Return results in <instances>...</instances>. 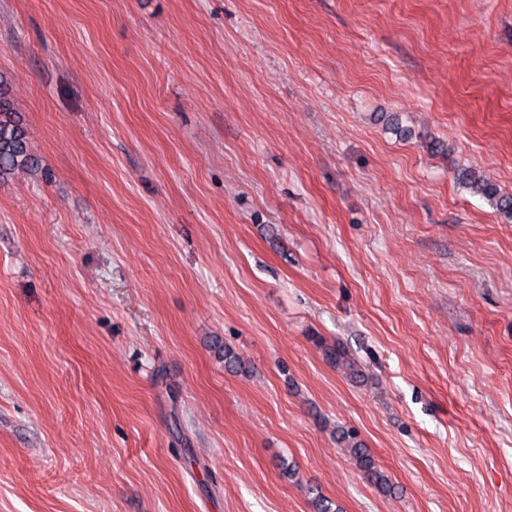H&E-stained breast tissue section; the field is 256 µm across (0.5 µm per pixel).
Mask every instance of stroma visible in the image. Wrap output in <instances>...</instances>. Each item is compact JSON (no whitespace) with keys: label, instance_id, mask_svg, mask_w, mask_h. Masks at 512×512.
<instances>
[{"label":"stroma","instance_id":"stroma-1","mask_svg":"<svg viewBox=\"0 0 512 512\" xmlns=\"http://www.w3.org/2000/svg\"><path fill=\"white\" fill-rule=\"evenodd\" d=\"M0 75V512H512V0H0ZM39 163L29 147L27 130L14 103L9 86L0 78V181L18 170L37 171ZM461 182L473 195L487 200L507 221L512 222V195L503 193L500 188L475 171L463 172ZM324 354L326 359L336 366L337 370L342 371L349 377L357 374L355 363L351 360L349 355L340 347L336 345H325ZM337 443L344 448L355 465L383 492L391 494L392 486L387 476L378 468L374 456L358 435L344 428L336 429Z\"/></svg>","mask_w":512,"mask_h":512}]
</instances>
